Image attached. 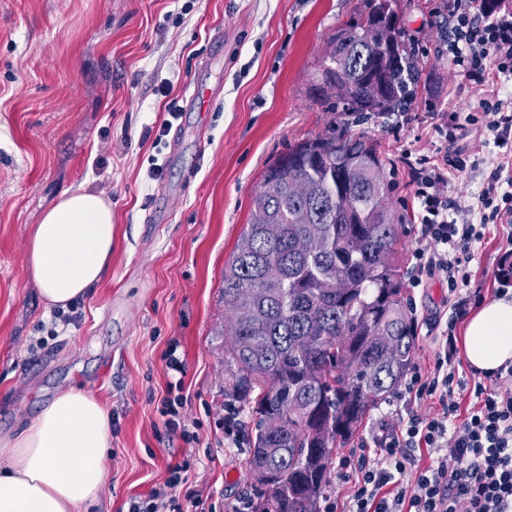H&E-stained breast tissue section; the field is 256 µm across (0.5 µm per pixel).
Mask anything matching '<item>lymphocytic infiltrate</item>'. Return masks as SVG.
<instances>
[{
  "label": "lymphocytic infiltrate",
  "mask_w": 512,
  "mask_h": 512,
  "mask_svg": "<svg viewBox=\"0 0 512 512\" xmlns=\"http://www.w3.org/2000/svg\"><path fill=\"white\" fill-rule=\"evenodd\" d=\"M476 0H448V60L461 76L483 86L512 78V11L496 10L477 20ZM478 112L461 120L449 113L440 130L448 149L439 162L427 156L407 161L413 201L420 219L424 248L414 257L413 286L445 274L456 317L467 314L468 302H481L460 292L471 284V246L486 224L512 222V191L503 189L500 168H493L476 204L461 207L448 200L449 174H463L467 163L461 141L466 127L484 121L494 134L502 160H512V102L481 98ZM479 224H471V216ZM166 365L177 375L175 395L165 397L158 410L162 427L189 437L181 410L185 362L168 349ZM457 339L454 327L443 332L432 369H414L400 397L407 407L374 448L351 449L341 462L345 479L354 483L349 512H512V360L492 373L457 378ZM469 395L472 407L460 415L459 400ZM432 402L431 416L416 407ZM428 452L430 465H421L419 452ZM189 463L169 466L163 486L147 496H133L127 512H205L198 494L177 497L187 482Z\"/></svg>",
  "instance_id": "f902f5d3"
}]
</instances>
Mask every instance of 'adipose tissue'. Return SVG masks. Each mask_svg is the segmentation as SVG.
Returning a JSON list of instances; mask_svg holds the SVG:
<instances>
[{
	"label": "adipose tissue",
	"instance_id": "obj_1",
	"mask_svg": "<svg viewBox=\"0 0 512 512\" xmlns=\"http://www.w3.org/2000/svg\"><path fill=\"white\" fill-rule=\"evenodd\" d=\"M112 205L101 194L67 193L36 225L31 276L47 305L86 296L112 261ZM463 348L478 370L512 360V299L485 303L467 318ZM112 446L110 417L79 388L66 390L16 437H0V512H84L100 495Z\"/></svg>",
	"mask_w": 512,
	"mask_h": 512
}]
</instances>
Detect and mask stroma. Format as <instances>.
<instances>
[{
	"instance_id": "obj_1",
	"label": "stroma",
	"mask_w": 512,
	"mask_h": 512,
	"mask_svg": "<svg viewBox=\"0 0 512 512\" xmlns=\"http://www.w3.org/2000/svg\"><path fill=\"white\" fill-rule=\"evenodd\" d=\"M360 0H0V436L18 435L58 393L79 387L118 419L106 483L86 512H125L127 500L163 485L168 465L190 459L188 487L216 512H244L252 422L228 395L237 371L224 353V268L251 218L265 169L329 123L378 141L403 227L402 272L422 248L412 188L399 161L413 148L441 158L439 113L475 111L481 97L444 55L443 0H399L400 25L419 60L408 111L362 120L325 111L311 86L327 43ZM168 95H154L161 82ZM222 91L186 111L195 84ZM188 127L178 157L159 134L168 112ZM477 165L450 177L448 195L469 205L499 150L473 126ZM163 177L149 178L153 164ZM88 189L112 204V263L76 299L78 319L53 327V311L28 265L42 213L65 192ZM169 194L164 223L145 217ZM511 228L488 225L473 243V287L496 298ZM419 325L414 366L437 344L425 319L448 320V282L406 288ZM178 344L186 362L184 414L199 439L155 434Z\"/></svg>"
}]
</instances>
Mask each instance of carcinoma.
Returning <instances> with one entry per match:
<instances>
[{"label":"carcinoma","mask_w":512,"mask_h":512,"mask_svg":"<svg viewBox=\"0 0 512 512\" xmlns=\"http://www.w3.org/2000/svg\"><path fill=\"white\" fill-rule=\"evenodd\" d=\"M397 0H363L324 51L313 92L328 112H403L418 78ZM385 161L365 134L288 149L262 175L224 268V350L256 390L249 512H319L333 455L413 364Z\"/></svg>","instance_id":"carcinoma-1"}]
</instances>
